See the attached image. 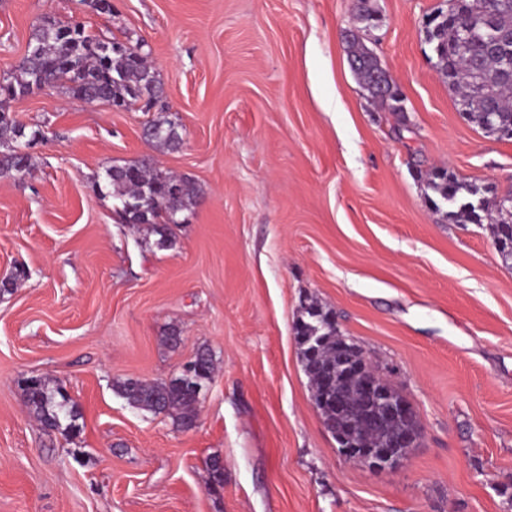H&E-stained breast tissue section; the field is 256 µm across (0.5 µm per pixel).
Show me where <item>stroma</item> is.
<instances>
[{
    "instance_id": "stroma-1",
    "label": "stroma",
    "mask_w": 512,
    "mask_h": 512,
    "mask_svg": "<svg viewBox=\"0 0 512 512\" xmlns=\"http://www.w3.org/2000/svg\"><path fill=\"white\" fill-rule=\"evenodd\" d=\"M372 5L368 31L354 0H0V78L44 16L141 39L183 135L153 150L152 113L55 89L5 104L45 138L0 178V278L27 271L0 295V512H512V267L420 177L510 192L512 142L466 123L436 73L422 27L440 0ZM354 35L404 118L367 98ZM146 156L199 192L164 250L94 186ZM308 297L415 411L423 439L398 471L346 460L314 406L294 334ZM201 349L215 373L196 428L113 389ZM29 377L77 404L79 434L43 429Z\"/></svg>"
}]
</instances>
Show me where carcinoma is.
<instances>
[{
  "label": "carcinoma",
  "mask_w": 512,
  "mask_h": 512,
  "mask_svg": "<svg viewBox=\"0 0 512 512\" xmlns=\"http://www.w3.org/2000/svg\"><path fill=\"white\" fill-rule=\"evenodd\" d=\"M434 53V67L455 95L458 112L465 121L498 141L508 139L488 131H512V76L505 60L512 61V0H448L444 14L433 18L427 31ZM144 43L123 42L88 33L80 23L63 24L43 19L34 28L26 55L0 84V96L15 99L36 90L58 89L87 100L126 109L151 111L162 98L158 74L150 66ZM349 60L357 63L359 83L378 87L384 80L376 59L356 42L349 47ZM144 135L158 150L175 151L182 134L174 122L157 117L145 124ZM44 139L40 128L27 129L0 102V177H15L30 166V155L16 144ZM106 185L119 205L115 212L122 224L149 226L158 235L156 245H173L178 226L176 215L194 208L198 190L189 179L162 170L148 158L105 169ZM428 186L439 196L431 200L436 209L448 205L446 218L455 224H486L504 263L512 262V212L505 210L497 190L457 177L447 168L427 172ZM302 346L305 372L314 389V401L329 431L336 427V391L346 394L355 407L361 397V375L336 374L337 357L346 348L358 349L350 337H342L329 311L313 303L302 304V317L295 324ZM215 370L212 353H196L193 367L167 382L126 379L115 391L134 408L171 415L182 430L193 428L198 405ZM29 412L49 430L75 431L80 413L66 398L42 379H33L23 389ZM415 413L378 428L368 427L359 414L351 415L348 430L364 440L366 448H387L405 427H415Z\"/></svg>",
  "instance_id": "carcinoma-1"
}]
</instances>
